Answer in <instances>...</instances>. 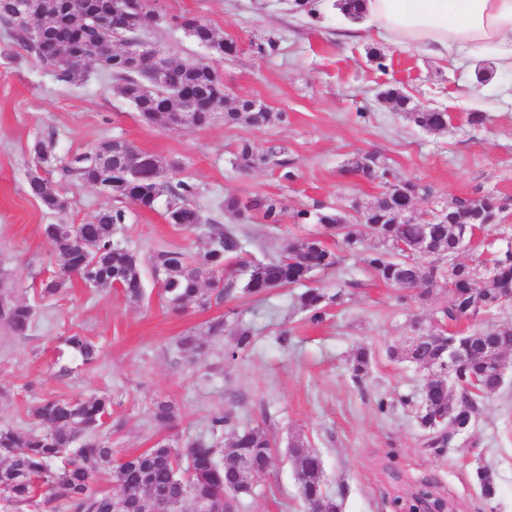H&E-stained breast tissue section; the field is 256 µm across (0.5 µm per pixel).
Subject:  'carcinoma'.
I'll return each instance as SVG.
<instances>
[{
    "label": "carcinoma",
    "instance_id": "carcinoma-1",
    "mask_svg": "<svg viewBox=\"0 0 512 512\" xmlns=\"http://www.w3.org/2000/svg\"><path fill=\"white\" fill-rule=\"evenodd\" d=\"M69 0H34L32 21L40 29L33 34L27 24L16 18V0H0V24L9 38L27 55L48 68L54 78L64 84L85 79L64 57L61 40L78 38L85 51L93 52L100 32L85 16L88 11L75 14L69 11ZM343 17L351 22L363 18L362 0H340L336 4ZM184 32L198 43L219 39L214 29L196 16L176 18ZM100 70L112 77L118 93L134 103L140 119L146 124L187 122L194 127H206L215 115L211 108L215 98L224 97V82L213 78L212 67L178 57H170L166 65V83L155 92L141 91L134 82L133 73L120 63L101 62ZM186 91L196 101V109L183 112V102L172 92ZM384 100L415 126L427 132L448 129V112L441 109L416 111L409 107L408 96L398 88L382 92ZM282 115L254 106L250 99H239L236 106L224 113V123L245 121L261 129ZM112 158V197L115 204L94 217L93 221L78 226V234L68 237L61 224L42 225L43 236L54 245L62 257L60 271L43 280L39 295L43 299L60 294L71 276L75 275L88 288L119 289L133 301L142 300L145 282L141 258L116 241V230L128 221V203L135 202L141 209L151 210L157 203L156 188L150 177L152 167L163 171L169 164L154 154L139 152L148 161L144 178L135 186L124 184L117 172L122 163L118 151L110 142L100 145ZM98 148V149H100ZM98 149L73 156L63 172L86 184L100 176L93 166ZM35 164L50 167L56 162L50 142L40 139L32 145ZM231 164L241 171L261 167H277L282 178L295 177L280 152L270 149L259 153L248 141L240 143ZM345 178H362L376 182L383 192L376 203L355 207L357 216L348 220L338 209L321 206L314 212L299 210L294 218L299 224H318L336 238L337 250L330 249L317 235L296 238L288 243L277 258H264L242 263L239 273L224 277V260L248 253V241L233 225H223L205 217L193 203L197 194L195 184L172 179L165 187V196L177 205L165 211L170 224L186 229L201 225L207 236L206 249L192 257L178 250H164L153 257L152 268L163 270L161 288L166 305L174 311H184L190 303L207 307L211 301L222 302L237 294L262 297L274 288L302 286L297 296L298 308L312 324L325 319L326 308L343 301L342 291L330 295L325 289L314 287L317 274L331 270L339 263L338 252H358L365 240L372 239L376 247L365 257L366 265L384 283L403 290H419V297L429 296L438 286L448 289V306L440 311L436 321L441 324L458 323L469 312L479 311L485 316L496 315L499 288L512 284V246L493 253L489 260L495 279L484 287L476 286L472 268L454 263V242L451 225L435 216L426 222H403L398 214L418 197L430 195V189L417 182L391 176L386 159L376 152L357 154L340 169ZM28 194L39 200L51 212L66 208L64 199L48 186L42 176H32L27 183ZM496 213L497 207L482 197H457L448 202V212L465 224L474 222L479 209ZM224 212L241 219L256 212L263 223H280L282 202L265 196L243 201L234 195L224 197ZM434 239L436 249L425 258L409 254L400 244H417L423 237ZM35 318V308L17 303L12 295L0 291V320L16 336H25ZM226 320L217 317L208 322L202 332H189L178 340V348L193 356H203L218 342L224 340ZM232 348L227 351L235 358L248 351L255 342V331L238 325L233 330ZM455 350L461 357L458 378L461 384L451 391L442 380H431L422 389L414 404L417 425L422 432L425 447L440 454L450 441L470 431L475 425L480 401L500 391L492 382L496 364L484 354L495 348L504 354L512 350V331L496 327H482L463 335L453 336ZM65 344L74 350L82 364L91 365L98 359V348L87 337L78 333L65 338ZM448 354V332L440 329L437 337L428 343L409 342L388 349L392 360L408 362L416 367L440 366ZM372 352L366 346L358 348L350 362L353 382L360 384L368 376ZM39 429L20 430L0 426V500L16 512L25 508L53 507L56 502L66 504L68 512H112V499L118 498L130 506L150 505L161 496L172 500L180 512L190 508L199 512H233L241 498L250 494L251 486L241 483V466H248L256 478L269 468L276 443L261 426H239L222 411L210 415L207 434L187 444L183 449L158 442L140 453L130 454L115 462L111 446L101 438V432L112 427V396L104 393L77 400L42 399L29 409ZM175 418L174 406L166 401L155 403L153 419L160 427H168ZM285 457L292 462L306 509L317 512H339L336 501L327 495L323 483L322 460L315 452L292 446ZM110 468L112 491L93 489L101 476V469ZM477 483L484 496L496 493L494 474L489 469L477 472Z\"/></svg>",
    "mask_w": 512,
    "mask_h": 512
}]
</instances>
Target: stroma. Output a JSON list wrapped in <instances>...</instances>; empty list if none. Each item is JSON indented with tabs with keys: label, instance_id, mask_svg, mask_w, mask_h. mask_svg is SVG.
Returning a JSON list of instances; mask_svg holds the SVG:
<instances>
[{
	"label": "stroma",
	"instance_id": "stroma-1",
	"mask_svg": "<svg viewBox=\"0 0 512 512\" xmlns=\"http://www.w3.org/2000/svg\"><path fill=\"white\" fill-rule=\"evenodd\" d=\"M289 2H148L165 21L143 37L168 54L205 58L173 23L186 14L236 43V53L209 60L229 100L255 99L283 113V120L262 129L220 118L204 128L146 124L107 75L92 68L82 83L60 84L35 59H20V47L0 30V281L36 309L26 336L11 335L0 324V426L30 427L29 406L46 397L108 393V437L117 461L161 440L183 445L205 434L209 415L223 410L239 424L264 427L279 445L294 441L317 452L325 489L341 512H394L396 498L424 483L454 500L458 512H512V383L482 399L475 428L440 455L424 447L412 409L399 401L419 393L431 374L390 360L387 349L405 343L412 320L429 322L446 307L447 289H435L423 302L403 296L376 279L361 257L346 254L334 271L317 277L328 292L345 293L320 325L307 323L295 308L291 288L273 289L261 301L241 295L175 314L160 297L150 260L162 250L193 253L206 242L168 224L160 203L132 209L123 233L126 247L144 264L143 300L87 288L76 278L51 300L38 296L41 280L60 267L42 225L84 224L113 204L105 192L58 168L46 177L65 198V211H48L32 198L30 148L39 138L51 141L60 161L120 138L178 162V177L198 188L196 207L223 224L230 218L216 205L225 195L281 200L279 225L264 224L257 214L240 225L254 259L320 233L319 225L296 223L297 210L326 205L351 217L356 207L373 203L381 193L378 184L339 174L347 160L367 151L383 155L399 177L430 188V196L416 202L418 215L456 197L492 198L499 211L481 249L490 254L512 243V72H494L488 61L442 62L366 35L349 38L335 0H319L314 15L292 12ZM271 39L275 50L258 53V45ZM481 68L492 73L483 84L476 80ZM392 86L409 96L413 108H440L454 114V121L442 133L420 129L381 101V92ZM473 112L485 114L483 125L469 122ZM244 140L261 153L284 148L295 179H282L275 167L235 169L230 158ZM221 315L255 329L252 350L229 359L227 338L196 362L178 354L179 336L203 331ZM283 329L292 332L285 348L276 341ZM74 333L95 342L96 363L81 365L63 344ZM360 344L372 350L373 361L358 385L348 366ZM158 401L176 405L172 428L155 426ZM481 468L496 476L493 497H484L477 484ZM238 512H303L292 465L276 457Z\"/></svg>",
	"mask_w": 512,
	"mask_h": 512
}]
</instances>
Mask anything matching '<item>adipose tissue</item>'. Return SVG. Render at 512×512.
Wrapping results in <instances>:
<instances>
[{
	"instance_id": "adipose-tissue-1",
	"label": "adipose tissue",
	"mask_w": 512,
	"mask_h": 512,
	"mask_svg": "<svg viewBox=\"0 0 512 512\" xmlns=\"http://www.w3.org/2000/svg\"><path fill=\"white\" fill-rule=\"evenodd\" d=\"M376 39L454 62L488 57L512 71V0H366Z\"/></svg>"
}]
</instances>
